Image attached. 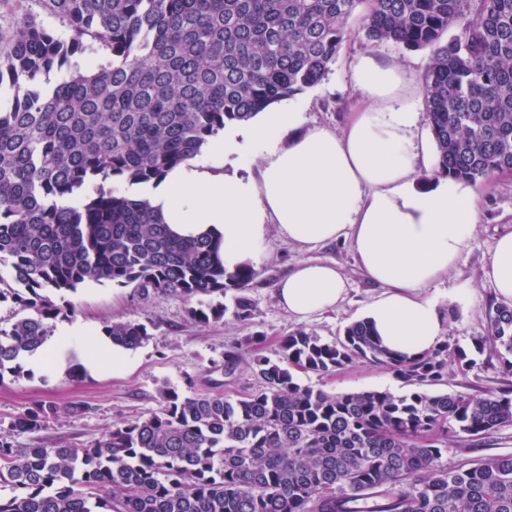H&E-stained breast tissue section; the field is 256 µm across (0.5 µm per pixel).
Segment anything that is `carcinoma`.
<instances>
[{
	"label": "carcinoma",
	"instance_id": "1",
	"mask_svg": "<svg viewBox=\"0 0 512 512\" xmlns=\"http://www.w3.org/2000/svg\"><path fill=\"white\" fill-rule=\"evenodd\" d=\"M69 39L34 14L0 50V303L27 314L0 324V371L40 348L73 310L53 293L89 281L187 301L241 288L220 242L182 238L146 198L105 184L145 185L201 154L208 138L320 82L368 3L375 44L430 49L423 76L436 145L434 173L474 185L512 169V0H42ZM451 27L460 34L442 41ZM93 49L103 60L51 93L42 76ZM84 196L79 207L64 200ZM192 307L196 322L224 317ZM112 344L152 339L143 323L103 328ZM498 363L496 387L436 390L474 356ZM357 362L389 369L411 390L328 392L297 373ZM260 385L241 396L159 389L160 409L84 448L0 439V512H512V455L443 463L448 442L512 426V304L492 302L465 349L446 341L397 355L364 320L332 342L298 329L277 358L250 355ZM55 405L31 403L10 422L42 428Z\"/></svg>",
	"mask_w": 512,
	"mask_h": 512
}]
</instances>
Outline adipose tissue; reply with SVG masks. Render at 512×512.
Here are the masks:
<instances>
[{
	"mask_svg": "<svg viewBox=\"0 0 512 512\" xmlns=\"http://www.w3.org/2000/svg\"><path fill=\"white\" fill-rule=\"evenodd\" d=\"M359 95L342 131L306 127L300 107L281 105L245 124H233L209 143L211 154L238 163L255 154L257 175L215 177L197 160L169 171L148 198L169 224L189 236L222 240L228 269L254 259L276 226L289 243L312 251L349 243L355 263L380 292L364 318L383 346L407 356L430 351L445 326L423 289L453 270L470 247L480 220L478 187L433 176L434 161L420 126L422 83L399 64L377 56L350 63ZM429 181H419L420 172ZM498 299L512 301V231L501 234L484 269ZM288 314L304 319L335 309L347 293L341 268L303 260L276 285ZM81 369L123 372L136 360L90 326H62L29 355Z\"/></svg>",
	"mask_w": 512,
	"mask_h": 512,
	"instance_id": "ef3b65f1",
	"label": "adipose tissue"
}]
</instances>
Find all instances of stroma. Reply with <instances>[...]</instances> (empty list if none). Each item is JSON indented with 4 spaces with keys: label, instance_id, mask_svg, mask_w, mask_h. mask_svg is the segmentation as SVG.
<instances>
[{
    "label": "stroma",
    "instance_id": "35a3bbf8",
    "mask_svg": "<svg viewBox=\"0 0 512 512\" xmlns=\"http://www.w3.org/2000/svg\"><path fill=\"white\" fill-rule=\"evenodd\" d=\"M37 13L44 25L62 38L71 32L46 10L41 0H0V48L17 17ZM351 38L335 63L317 85L295 95L307 126L341 131L348 108L357 100L349 62L362 55H381L423 76L429 64L428 50H409L395 44L377 45L368 40L360 18L351 20ZM512 230V172L490 179L484 188V206L471 246L455 268L441 280L427 285L424 292L432 297L446 319L444 340L466 347L481 330L486 309L496 294L484 276L498 236ZM337 262L347 279L344 302L332 312L300 320L278 304L276 282L308 256ZM255 275L245 288L226 287L223 293L198 296L192 300L179 297L144 296L133 287L89 282L66 299L75 306L68 322H81L95 330L115 320L146 324L151 340L135 349L138 364L132 371L77 376L68 369L52 367L29 371L26 378L0 376V438H17L25 446L82 447L101 439L113 427L156 412L160 407L158 390L168 385L192 395L220 393L226 396L257 388L259 379L248 364H240L233 376L224 374V356L245 352L244 339L261 337V351L276 356L280 340L298 328L317 333L327 341L336 340L345 327L362 319L368 304L377 295V287L368 283L354 263L348 244L334 243L308 252L269 231L268 244L252 261ZM251 299L250 320L240 321L234 313V298ZM224 305L221 320L200 325L192 320L190 307ZM304 384L332 392L389 391L407 393L408 388L388 369L370 363H357L331 375L303 374ZM54 403L59 412L40 430L19 437L10 431L15 414L34 401ZM83 405L81 413H70L71 404Z\"/></svg>",
    "mask_w": 512,
    "mask_h": 512
}]
</instances>
